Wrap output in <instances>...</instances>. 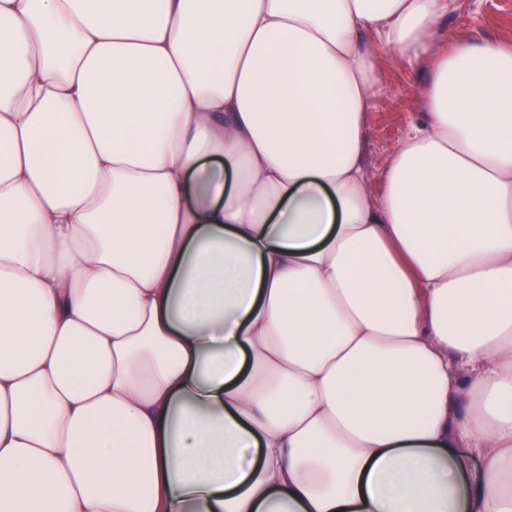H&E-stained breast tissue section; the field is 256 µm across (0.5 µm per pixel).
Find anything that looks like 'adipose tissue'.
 Returning <instances> with one entry per match:
<instances>
[{
    "mask_svg": "<svg viewBox=\"0 0 512 512\" xmlns=\"http://www.w3.org/2000/svg\"><path fill=\"white\" fill-rule=\"evenodd\" d=\"M450 8L0 0V512H512V44ZM380 91L369 114L371 138L369 166L373 185L381 187V172L411 121L424 112L419 85L425 79L422 64L382 54L379 60Z\"/></svg>",
    "mask_w": 512,
    "mask_h": 512,
    "instance_id": "obj_1",
    "label": "adipose tissue"
}]
</instances>
